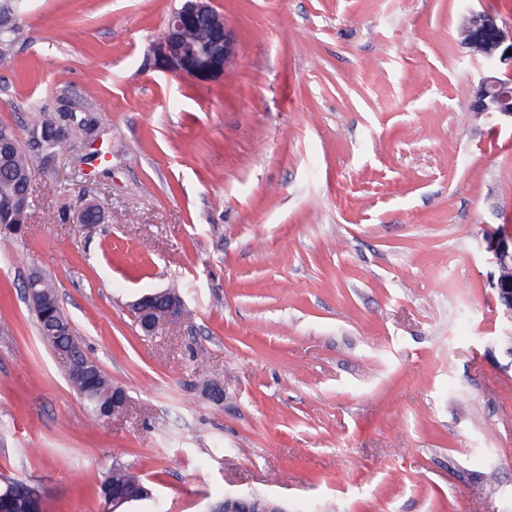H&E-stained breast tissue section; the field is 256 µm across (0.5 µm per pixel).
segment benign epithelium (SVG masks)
<instances>
[{
    "instance_id": "7a95c632",
    "label": "benign epithelium",
    "mask_w": 512,
    "mask_h": 512,
    "mask_svg": "<svg viewBox=\"0 0 512 512\" xmlns=\"http://www.w3.org/2000/svg\"><path fill=\"white\" fill-rule=\"evenodd\" d=\"M215 12L211 0H184L183 5L174 10L167 19L164 32L153 48L156 68L190 77L199 82H208L224 76L228 63L234 54L235 39L228 28H223L222 45L202 48L194 55L208 60H221L214 65L185 63V48L180 44L176 33L184 27L199 21ZM460 35L473 56L481 59L487 74L480 81L472 111L486 116H498L512 121V85L496 76L497 64L512 63V34L505 32L496 15L482 11H472L463 19ZM487 252L492 255V263L499 275L492 276L494 289L504 316L512 321V236L498 234L487 239ZM154 295L147 294L132 304L135 321L142 331L155 336L166 326L176 322L182 313L179 307H170L159 313L151 309ZM60 361L84 376L92 374V364L78 361L67 349L60 350ZM211 512H288L280 502L255 494H239L232 499H224V509Z\"/></svg>"
}]
</instances>
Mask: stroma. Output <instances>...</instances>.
<instances>
[{
  "mask_svg": "<svg viewBox=\"0 0 512 512\" xmlns=\"http://www.w3.org/2000/svg\"><path fill=\"white\" fill-rule=\"evenodd\" d=\"M180 4L22 0L25 41L0 43V126L28 140L68 100L99 121L0 240V476L43 512H106L118 463L171 512H512L485 251L512 227V124L471 112L485 69L459 36L471 10L511 30L512 0H212L236 45L210 82L153 66ZM87 202L104 223H75ZM34 275L124 415L92 424ZM171 285L187 315L143 336L131 303ZM40 288L43 289L40 299L37 301L30 300L29 304L36 314L42 340L49 345L54 352L57 351L59 347L71 346L75 349L77 354L87 357L81 349L76 336H74L71 321L62 310L53 285L43 279V284ZM50 319H54L61 324L57 330L58 334L53 338H49L43 334L44 327ZM230 496L224 495L216 500L224 503V510L213 509L209 512H288L283 504L269 497L251 493L234 495L237 496L234 499Z\"/></svg>",
  "mask_w": 512,
  "mask_h": 512,
  "instance_id": "35a3bbf8",
  "label": "stroma"
}]
</instances>
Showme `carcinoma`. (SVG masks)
Returning a JSON list of instances; mask_svg holds the SVG:
<instances>
[{
    "label": "carcinoma",
    "mask_w": 512,
    "mask_h": 512,
    "mask_svg": "<svg viewBox=\"0 0 512 512\" xmlns=\"http://www.w3.org/2000/svg\"><path fill=\"white\" fill-rule=\"evenodd\" d=\"M222 36L221 19L213 16L196 27L187 28L181 36V42L186 50L190 51L202 44L218 42ZM67 132L62 137H54L45 141L44 146L48 153L59 156L68 151L75 141L85 137L87 129L95 123V118L84 112L67 111ZM44 156L35 153L31 144H21L18 139L12 140L10 150L0 156V228H10L13 224L24 223L21 210L17 203L30 198L28 186L33 177L41 169ZM43 292L39 300H31L29 304L34 310L39 330H44L49 320L59 323L58 334L49 338L42 336V340L52 349L70 346L79 355H84L80 344L74 336L70 319L62 310L53 285L45 280L41 285ZM72 387L80 396H88L92 402L87 404L91 419L96 423L104 422V418L97 411L99 406L112 404L113 386L102 371L95 373L93 391L85 393L88 387L86 378L67 374ZM120 493L128 500L120 508L127 509L141 502H149L148 512H167L165 501L153 494L141 476L129 468L116 465L112 472L101 482L98 495L104 501L107 512H112V493ZM6 505L10 512H28L32 507V489L19 481L0 480V505Z\"/></svg>",
    "instance_id": "1"
}]
</instances>
